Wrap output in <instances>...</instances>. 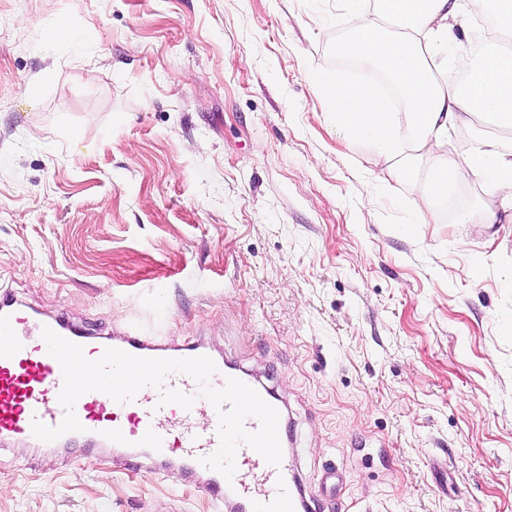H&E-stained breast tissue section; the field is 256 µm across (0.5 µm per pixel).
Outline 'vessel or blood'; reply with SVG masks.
Here are the masks:
<instances>
[{
  "mask_svg": "<svg viewBox=\"0 0 512 512\" xmlns=\"http://www.w3.org/2000/svg\"><path fill=\"white\" fill-rule=\"evenodd\" d=\"M46 327L82 346L90 359L99 358L108 347L142 358L212 357L217 367L210 378L213 387H223L227 379L235 378L255 389L277 411L285 409L272 387L252 378L223 355L212 353L202 343L172 344L138 327L119 337L93 336L72 323L63 311L41 313L5 290L0 291L1 445L42 447V440L32 432L33 421L56 426L64 417L58 401L62 370L42 338ZM165 388L194 396V408L161 404V391ZM201 411L208 421L203 429L196 426V415ZM75 413L81 431L59 437L54 440V447H82L89 452L103 449L127 470L142 459L161 467L178 464L186 479L201 484L208 497L224 506L226 512H309L310 502L293 470L284 463L269 465L249 446L239 447L233 478L202 465V457L214 453L219 445L218 416L211 403L199 397L196 382L187 375L171 374L163 388H143L128 403L115 402L102 392L86 393L78 399Z\"/></svg>",
  "mask_w": 512,
  "mask_h": 512,
  "instance_id": "1",
  "label": "vessel or blood"
}]
</instances>
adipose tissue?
Segmentation results:
<instances>
[{"mask_svg": "<svg viewBox=\"0 0 512 512\" xmlns=\"http://www.w3.org/2000/svg\"><path fill=\"white\" fill-rule=\"evenodd\" d=\"M347 3L353 34L342 52L382 68L400 90L403 106L395 108L370 84H341L330 70L308 72V80L334 104L337 124L350 139L372 140L400 176L410 171L406 147L431 157L417 223H433L435 210L456 195L464 167L479 176L484 199L460 206L454 223L492 224L497 212L512 214V150L487 136L466 155L443 153L449 125L470 123L473 115L512 129V57L489 50L477 57L467 81L444 78L440 72L448 64V35L466 23L452 0H380L382 12L401 28L397 35L368 17L363 0Z\"/></svg>", "mask_w": 512, "mask_h": 512, "instance_id": "ef3b65f1", "label": "adipose tissue"}]
</instances>
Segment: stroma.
I'll list each match as a JSON object with an SVG mask.
<instances>
[{
  "label": "stroma",
  "instance_id": "35a3bbf8",
  "mask_svg": "<svg viewBox=\"0 0 512 512\" xmlns=\"http://www.w3.org/2000/svg\"><path fill=\"white\" fill-rule=\"evenodd\" d=\"M348 33L346 0H0V290L271 384L320 512H512V218L406 232L429 158L398 180L306 78L370 81ZM0 512L220 510L175 465L16 444Z\"/></svg>",
  "mask_w": 512,
  "mask_h": 512
}]
</instances>
